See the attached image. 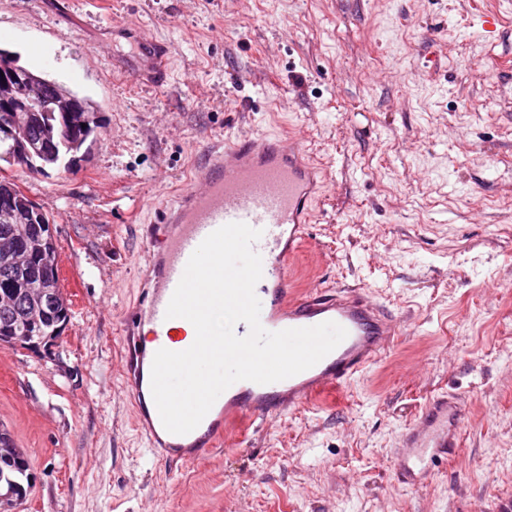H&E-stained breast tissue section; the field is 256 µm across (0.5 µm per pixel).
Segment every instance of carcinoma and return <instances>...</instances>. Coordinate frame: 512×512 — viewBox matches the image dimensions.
<instances>
[{
  "instance_id": "1",
  "label": "carcinoma",
  "mask_w": 512,
  "mask_h": 512,
  "mask_svg": "<svg viewBox=\"0 0 512 512\" xmlns=\"http://www.w3.org/2000/svg\"><path fill=\"white\" fill-rule=\"evenodd\" d=\"M26 73L27 81L20 87L26 99L42 103L51 87L72 94L29 69ZM81 101L86 107L84 112L64 115L47 107L27 114L26 137L21 140L0 130V160L42 175L72 168L82 147L101 127L97 105L85 97ZM46 138L53 141L55 149L46 153L35 151L34 147ZM2 197L10 202L0 205V237L17 238L31 254L33 263L19 267L0 255V290L8 286L15 295L11 308H0V341L5 336L20 335L22 326L26 325L47 343L61 335L70 318V308L59 286L57 259L43 262V256L56 253L54 241L42 228L50 223V218L15 183L6 179H0ZM28 480V466L22 462L6 468L0 466V489L16 490Z\"/></svg>"
}]
</instances>
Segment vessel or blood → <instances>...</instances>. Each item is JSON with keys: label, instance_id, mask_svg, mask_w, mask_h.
Listing matches in <instances>:
<instances>
[{"label": "vessel or blood", "instance_id": "obj_1", "mask_svg": "<svg viewBox=\"0 0 512 512\" xmlns=\"http://www.w3.org/2000/svg\"><path fill=\"white\" fill-rule=\"evenodd\" d=\"M143 60L138 79L154 81L166 60L161 46L140 33ZM314 166L302 145L291 138L228 137L210 151L190 175L177 202L162 208L148 248L153 260L146 285L126 319L125 375L138 424L152 451L166 459L199 461L231 426L264 421L311 402L330 386L342 387L379 362L399 325L365 292L336 287L296 295L290 289V263L303 240V211L314 186ZM243 222L261 230L254 250L262 258V278L255 292L260 321L271 332L332 321L346 338L313 367L290 378L257 384L239 381L215 401L190 433L168 432L151 391V365L157 350L171 348L169 301L187 262L214 230ZM464 398L443 394L433 399L400 435L395 459L398 480L415 487L428 481L440 463L460 445Z\"/></svg>", "mask_w": 512, "mask_h": 512}]
</instances>
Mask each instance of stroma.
Wrapping results in <instances>:
<instances>
[{"mask_svg": "<svg viewBox=\"0 0 512 512\" xmlns=\"http://www.w3.org/2000/svg\"><path fill=\"white\" fill-rule=\"evenodd\" d=\"M145 28L169 76L134 75ZM0 47L100 105L73 171L0 161L50 218L70 320L0 345V430L29 462L13 512H499L512 502V0H0ZM51 62L38 66L36 45ZM303 142L320 169L291 286L367 289L401 326L309 406L154 456L123 374L143 237L225 136ZM467 400L456 455L398 483L402 429Z\"/></svg>", "mask_w": 512, "mask_h": 512, "instance_id": "stroma-1", "label": "stroma"}]
</instances>
